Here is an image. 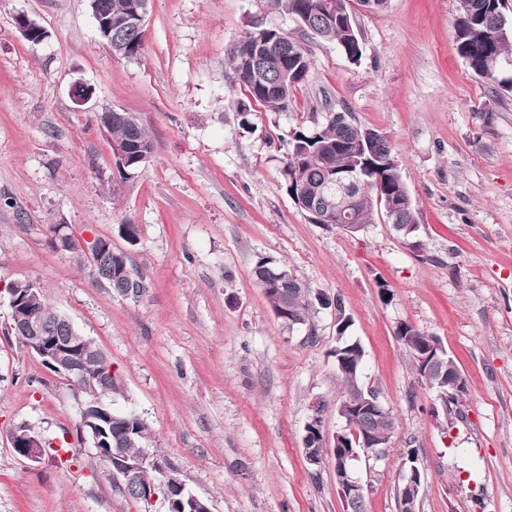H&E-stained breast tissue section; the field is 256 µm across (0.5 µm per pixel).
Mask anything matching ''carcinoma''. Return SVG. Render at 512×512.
<instances>
[{"instance_id":"carcinoma-1","label":"carcinoma","mask_w":512,"mask_h":512,"mask_svg":"<svg viewBox=\"0 0 512 512\" xmlns=\"http://www.w3.org/2000/svg\"><path fill=\"white\" fill-rule=\"evenodd\" d=\"M275 6L282 12L291 15L303 8L313 14L315 29H306L301 36L294 37L286 32L272 29L270 35H277L288 46L296 50V55L288 56L281 61V66L288 68L292 74L288 81L280 80V70L272 65H264V82L249 84L244 87L246 96L263 107L272 111H285L293 100L295 91L309 78L312 62L305 43L307 39L319 38L336 43L346 57L355 62L362 56V48L356 31L349 28L346 20H354L348 0H274ZM505 0H468V6L457 12L455 21V38L459 55L467 62L472 71L481 78L487 77L491 67H496V75L492 81H499L501 86L512 90V76L498 79L503 72V63L509 61L512 51V35L501 37L497 26L499 16L503 13ZM262 28L255 27L238 38L228 54L231 76H236L241 66V46L244 40L255 37ZM112 143L119 145L127 140H137L145 148H154L152 136L146 126L140 122H112V126L103 129ZM364 134V128L348 119L344 112H328L325 122L312 128L295 130L288 143L283 180L288 195L311 198L327 196L338 199L349 196L352 203L354 223L364 226L373 223L375 209L378 208V197L398 198L407 192L399 170L391 173L363 169L358 178L350 185L336 183L337 176L354 167L356 158L354 149ZM406 236L411 237L417 231L418 220L415 209L402 213L397 221ZM102 258L101 271L106 274L113 272L117 277L114 287L119 288L128 283L133 287L145 288L147 284L143 276L127 264L128 256ZM275 268L285 275L294 273L285 264L273 259L257 256L252 273L256 283L262 288L267 304L275 318L283 327L292 324L296 317L308 322L312 315L311 303L297 294L288 300L289 310L281 309L282 293L293 287L288 280L271 281L268 268ZM17 295L29 300L32 309L46 318L53 317L55 310L46 302L43 294L33 289L28 281H18L10 286ZM108 357H93L83 366L82 379L86 385H96L99 380L108 378ZM130 436L124 451L136 457L142 449L155 442L154 433L143 418H131L127 421L114 422L112 439L124 440Z\"/></svg>"}]
</instances>
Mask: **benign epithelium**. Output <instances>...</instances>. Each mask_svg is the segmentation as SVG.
<instances>
[{
	"label": "benign epithelium",
	"mask_w": 512,
	"mask_h": 512,
	"mask_svg": "<svg viewBox=\"0 0 512 512\" xmlns=\"http://www.w3.org/2000/svg\"><path fill=\"white\" fill-rule=\"evenodd\" d=\"M96 31L101 42L106 44L112 55L117 58L129 56L124 33L145 27L151 0H136L129 14L114 19L100 3L89 0ZM14 24L21 37L39 44L46 38L45 29L37 24L28 14L22 12L15 16ZM288 54V48L282 42L270 46L262 43V38L247 47L246 65L237 75L236 80L258 79V68L251 63V58L264 57L280 60ZM113 155L119 159L122 170L147 167L151 157L141 146H113ZM10 314L9 329L16 336H25L26 350L39 357L41 361L56 374L78 385L82 379V365L90 350L84 346V335L65 315L56 313L55 324L48 326L43 319L28 307L25 301L15 295H8ZM447 351L437 341L429 340L427 345L418 350V358L423 373L434 367L442 368L447 373L449 384L457 390L465 387L460 372L448 371ZM365 351L359 341H354L347 351L335 348L331 351L333 366L338 372H348L357 380L363 374ZM107 388L101 386L88 390L89 400L81 409L82 429L96 448L99 456L117 465L124 474L122 488L126 497L135 501L151 502L157 494L150 486H142L136 481V474L145 465L153 468L163 479L167 490L164 500L167 512H210L207 501L188 489L179 469L168 458L152 446H147L142 455L133 459L124 454L119 445L112 443V421L135 414L133 410L107 409L102 397ZM327 405L320 398L311 404V413L304 427V448L308 464L314 469L322 468L326 456L325 449H332L334 474L338 493L342 500L343 512H359L366 500L365 484L357 469L361 458L380 459L385 456L389 439L376 432L359 434L356 423L366 420L378 426L391 422L392 411L382 401L378 393L371 389L359 388L347 395L336 406V415L341 427L332 435L324 425ZM12 446L24 459L37 462L43 456L41 445L34 439L14 434ZM410 465L402 469L400 483L397 486L400 512H418L419 493L424 484L423 472L408 458Z\"/></svg>",
	"instance_id": "7a95c632"
}]
</instances>
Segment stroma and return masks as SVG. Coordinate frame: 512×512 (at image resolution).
Returning a JSON list of instances; mask_svg holds the SVG:
<instances>
[{
  "instance_id": "1",
  "label": "stroma",
  "mask_w": 512,
  "mask_h": 512,
  "mask_svg": "<svg viewBox=\"0 0 512 512\" xmlns=\"http://www.w3.org/2000/svg\"><path fill=\"white\" fill-rule=\"evenodd\" d=\"M351 7L361 59L308 40L309 80L271 112L247 102L226 62L251 25L299 35L269 0H154L128 59L100 42L88 0H0V512H163L126 497L79 432L85 393L8 334L7 290L20 280L109 355L123 382L113 407L147 421L211 512H342L332 465L312 469L302 447L314 399L329 406L328 432L339 426L336 313L284 330L252 275L259 255L341 297L363 380L395 416L385 457L358 464L366 512H400L410 457L424 474L419 512H512V91L459 56L456 0ZM21 12L46 30L42 43L21 37ZM78 81L93 91L81 106L69 95ZM330 107L392 141L415 238L381 212L356 234L312 223L288 195L291 134ZM108 108L136 114L155 143L118 196L96 121ZM57 224L81 241L110 238L147 293L101 287L90 264L52 247ZM402 322L455 359L460 405L421 382L395 335ZM21 426L69 448L68 460L19 457Z\"/></svg>"
}]
</instances>
